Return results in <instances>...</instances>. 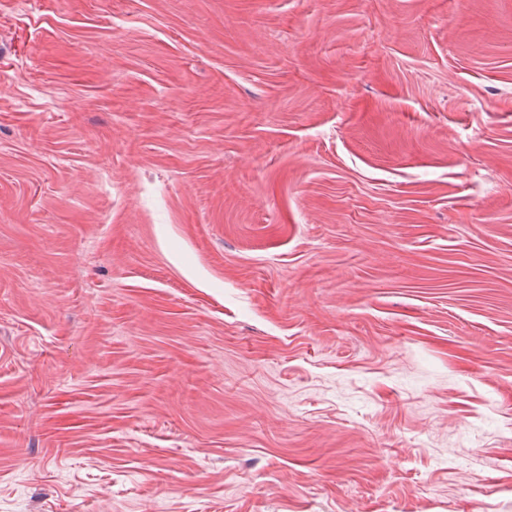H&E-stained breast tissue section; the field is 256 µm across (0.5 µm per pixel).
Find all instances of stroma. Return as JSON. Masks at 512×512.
<instances>
[{
    "label": "stroma",
    "mask_w": 512,
    "mask_h": 512,
    "mask_svg": "<svg viewBox=\"0 0 512 512\" xmlns=\"http://www.w3.org/2000/svg\"><path fill=\"white\" fill-rule=\"evenodd\" d=\"M0 512H512V0H0Z\"/></svg>",
    "instance_id": "obj_1"
}]
</instances>
